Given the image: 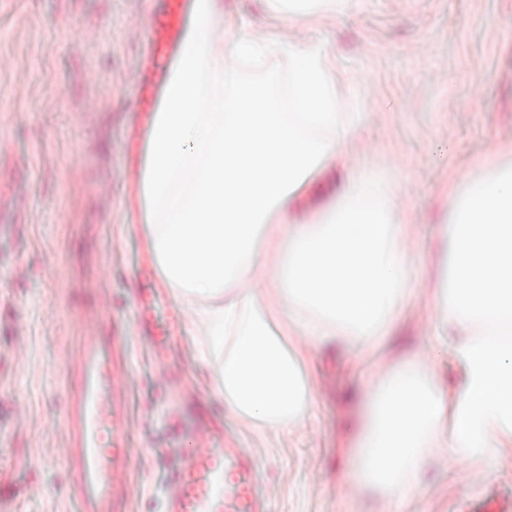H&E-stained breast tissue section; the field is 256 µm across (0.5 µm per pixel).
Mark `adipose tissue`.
Returning a JSON list of instances; mask_svg holds the SVG:
<instances>
[{
  "label": "adipose tissue",
  "mask_w": 512,
  "mask_h": 512,
  "mask_svg": "<svg viewBox=\"0 0 512 512\" xmlns=\"http://www.w3.org/2000/svg\"><path fill=\"white\" fill-rule=\"evenodd\" d=\"M278 33L228 18L220 0H191L177 59L143 143L134 196L162 283L187 309L198 358L221 355L218 391L250 424L279 435L311 425L308 351L356 349L382 335L409 293L408 226L392 185L338 147L352 115L336 109L334 53L290 33L296 14L264 0ZM231 30L224 38L223 30ZM287 57L294 102L318 139L284 120L273 98L241 80L246 62ZM236 88L225 98V88ZM345 168L350 190L320 223L292 219L315 175ZM447 285L434 296L423 354L362 372V434L347 451L354 491L384 490L378 512L417 496L438 459H512V164L482 166L450 196ZM251 282L225 294L226 280ZM284 315L302 340L286 347Z\"/></svg>",
  "instance_id": "obj_1"
}]
</instances>
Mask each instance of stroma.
<instances>
[{
  "label": "stroma",
  "mask_w": 512,
  "mask_h": 512,
  "mask_svg": "<svg viewBox=\"0 0 512 512\" xmlns=\"http://www.w3.org/2000/svg\"><path fill=\"white\" fill-rule=\"evenodd\" d=\"M165 0H0V512H72L61 454L69 363L86 310L130 338L131 435L124 512H164L168 445L190 447L160 392L142 338L139 268L152 261L133 220L139 125ZM294 37L333 51L357 92L345 143L356 165L394 187L411 215V296L380 358L423 352L448 255L433 240L449 192L479 160L512 145V0H347ZM313 426L287 439L241 422L215 391L216 367L192 362L185 384L224 440L251 449L270 512H342L343 454L361 394L360 365L341 348L308 362ZM440 465L405 512H492L512 504V474L488 460Z\"/></svg>",
  "instance_id": "stroma-1"
}]
</instances>
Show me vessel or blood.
<instances>
[{
    "instance_id": "1",
    "label": "vessel or blood",
    "mask_w": 512,
    "mask_h": 512,
    "mask_svg": "<svg viewBox=\"0 0 512 512\" xmlns=\"http://www.w3.org/2000/svg\"><path fill=\"white\" fill-rule=\"evenodd\" d=\"M169 8L159 31L165 50H174L181 27L180 0ZM152 296L141 299L147 316L143 326L159 356H166L170 331L179 313L171 309L165 321L150 316ZM90 332L79 349L68 380L70 408L65 420L67 441L61 450L77 489V512H123L124 477L128 468V424L125 388L115 373L128 338L118 323L89 315ZM164 395L173 400L182 436L192 450L169 449L174 476L164 488L165 512H269L268 501L254 489L255 463L248 451L219 448V426L187 403L179 374L158 377Z\"/></svg>"
}]
</instances>
